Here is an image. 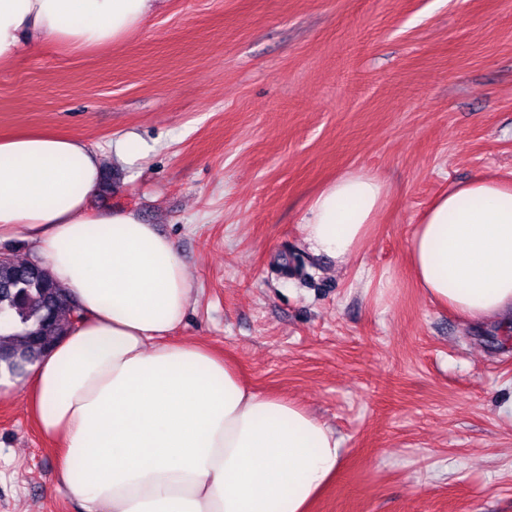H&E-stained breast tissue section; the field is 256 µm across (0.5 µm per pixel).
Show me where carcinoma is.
Segmentation results:
<instances>
[{
	"label": "carcinoma",
	"instance_id": "1",
	"mask_svg": "<svg viewBox=\"0 0 512 512\" xmlns=\"http://www.w3.org/2000/svg\"><path fill=\"white\" fill-rule=\"evenodd\" d=\"M79 311L44 266L12 257L0 264V313L19 327L8 339L0 336V350H7L5 361L12 369L38 361L54 340L70 332Z\"/></svg>",
	"mask_w": 512,
	"mask_h": 512
}]
</instances>
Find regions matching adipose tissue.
Here are the masks:
<instances>
[{
    "instance_id": "adipose-tissue-1",
    "label": "adipose tissue",
    "mask_w": 512,
    "mask_h": 512,
    "mask_svg": "<svg viewBox=\"0 0 512 512\" xmlns=\"http://www.w3.org/2000/svg\"><path fill=\"white\" fill-rule=\"evenodd\" d=\"M167 0H0V68L21 47L80 54L140 30ZM101 159L85 140L0 138V241L34 243L87 314L20 373L0 362V394L23 387L55 478L81 512H309L342 458L334 428L252 389L202 344L179 340L195 287L174 239L132 210L90 212ZM387 192L354 171L300 216L304 240L357 256ZM406 256L434 303L477 324H512V177L478 174L441 193Z\"/></svg>"
}]
</instances>
